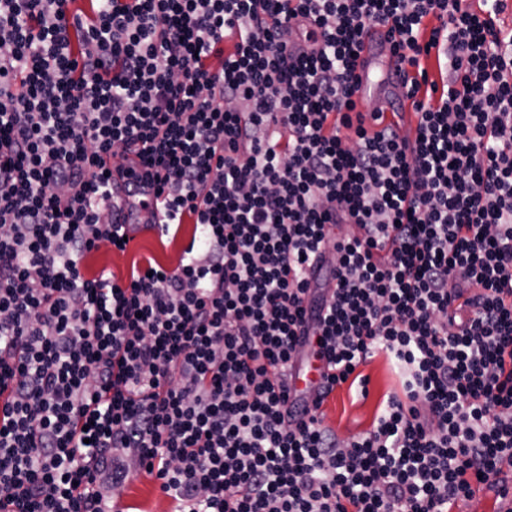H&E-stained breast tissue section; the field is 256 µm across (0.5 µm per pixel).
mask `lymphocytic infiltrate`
Returning a JSON list of instances; mask_svg holds the SVG:
<instances>
[{
	"label": "lymphocytic infiltrate",
	"instance_id": "obj_1",
	"mask_svg": "<svg viewBox=\"0 0 512 512\" xmlns=\"http://www.w3.org/2000/svg\"><path fill=\"white\" fill-rule=\"evenodd\" d=\"M0 0V512H452L512 470V31L463 0ZM414 138L356 112L367 30ZM438 78H431L430 66ZM136 153L194 237L85 273ZM326 365L313 400L291 362ZM370 430L321 407L378 354ZM116 494L125 512H173L176 506L161 491L160 482L144 473L131 476Z\"/></svg>",
	"mask_w": 512,
	"mask_h": 512
}]
</instances>
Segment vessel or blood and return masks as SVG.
<instances>
[{
	"label": "vessel or blood",
	"instance_id": "vessel-or-blood-1",
	"mask_svg": "<svg viewBox=\"0 0 512 512\" xmlns=\"http://www.w3.org/2000/svg\"><path fill=\"white\" fill-rule=\"evenodd\" d=\"M401 63L393 55L386 28L371 30L366 36L357 60L358 90L356 109L370 115L371 100H378L384 115L400 113L406 128H415L417 117L407 86L400 76ZM112 214L122 224H157L163 215L154 189H145L136 198L129 197L121 186H114L108 200ZM322 365L314 359L300 360L293 372L291 385L294 390H311L317 383Z\"/></svg>",
	"mask_w": 512,
	"mask_h": 512
}]
</instances>
